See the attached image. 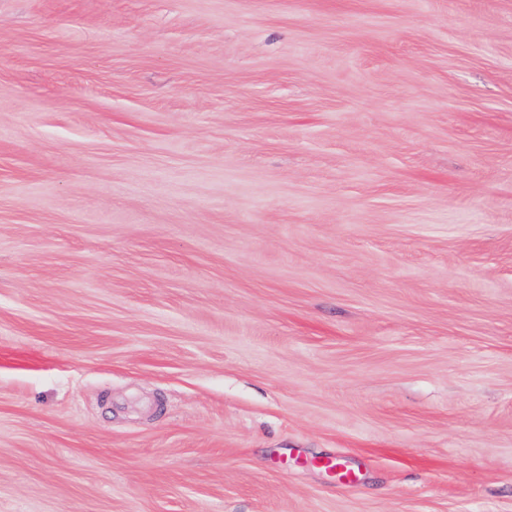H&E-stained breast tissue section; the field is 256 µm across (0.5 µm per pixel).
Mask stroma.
Instances as JSON below:
<instances>
[{
  "label": "stroma",
  "instance_id": "stroma-1",
  "mask_svg": "<svg viewBox=\"0 0 512 512\" xmlns=\"http://www.w3.org/2000/svg\"><path fill=\"white\" fill-rule=\"evenodd\" d=\"M0 512H512V0H0Z\"/></svg>",
  "mask_w": 512,
  "mask_h": 512
}]
</instances>
